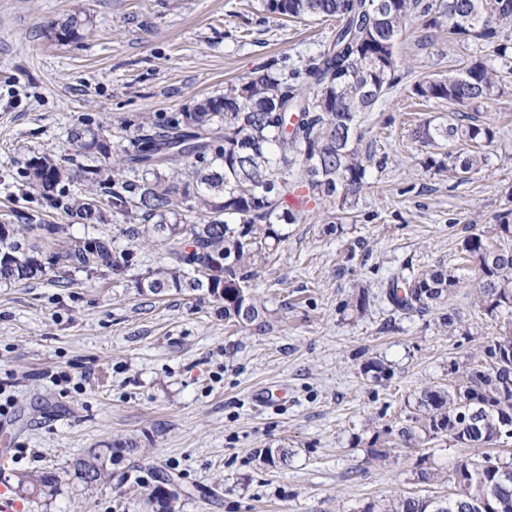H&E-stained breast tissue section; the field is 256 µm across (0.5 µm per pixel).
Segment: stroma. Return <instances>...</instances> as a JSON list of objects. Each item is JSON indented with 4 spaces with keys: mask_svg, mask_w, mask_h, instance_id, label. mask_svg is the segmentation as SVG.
<instances>
[{
    "mask_svg": "<svg viewBox=\"0 0 512 512\" xmlns=\"http://www.w3.org/2000/svg\"><path fill=\"white\" fill-rule=\"evenodd\" d=\"M74 13L85 28L58 38ZM330 31L269 18L261 0H0V215L17 222L43 207L19 172L31 155L68 153L66 128L178 111L271 58L298 63ZM419 36L412 22L398 40L405 86L477 52L443 33L422 47ZM447 111L394 92L366 114L361 131L386 162L370 168L341 236L324 234L326 207L314 200L289 225L257 279L273 312L266 332L228 328L202 293L157 298L102 271H70L64 288L0 284L6 477L58 480L27 512H138L155 472L189 488L177 512H360L389 494L447 497L451 483H418L417 470L452 474L474 449L395 448L375 461L365 431L370 419L393 425L421 387L451 385L449 364L497 331L451 334L435 314L395 312L386 297L394 272L453 265L466 226L512 209V92L483 106L501 134L465 181L426 172L411 137ZM362 287L371 302L356 317L343 305ZM373 357L392 366L390 379L363 373ZM130 439L138 451L126 450ZM107 447L106 478L86 491L73 463ZM270 448L289 449L288 460L267 464Z\"/></svg>",
    "mask_w": 512,
    "mask_h": 512,
    "instance_id": "obj_1",
    "label": "stroma"
}]
</instances>
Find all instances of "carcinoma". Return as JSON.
I'll return each instance as SVG.
<instances>
[{
  "label": "carcinoma",
  "instance_id": "cac0c4a2",
  "mask_svg": "<svg viewBox=\"0 0 512 512\" xmlns=\"http://www.w3.org/2000/svg\"><path fill=\"white\" fill-rule=\"evenodd\" d=\"M277 19L334 21L329 42L299 66L288 57L254 68L224 93L178 112L121 117L112 130L90 122L66 131L74 156L89 164L33 155L22 178L28 192L82 224L70 237L36 209L22 224L0 221V283L43 280L71 270H106L116 278L134 265L102 231L107 214L126 224L135 245L159 251L161 261L137 274L136 287L155 296L198 291L222 305L224 320L264 331L271 313L257 296L259 269L288 240L287 226L306 219L291 197L316 198L346 214L368 185L374 151L361 132L365 114L400 83L398 39L408 22L422 21L423 39L447 29L448 40L486 51L448 76L424 77L409 97L453 107L444 119L412 130L425 149L423 165L436 176L462 179L480 171L499 133L479 120V107L509 89L512 77V0H262ZM464 265L441 263L393 273L388 301L402 314H428L467 286L470 305L503 324L464 364L453 363L448 387L426 386L407 403L398 424L383 432L368 420L371 456L380 434L404 448L444 443L485 452L457 464L453 496L396 495L370 501L360 512H512V456L490 453L512 439V209L493 223L472 225L459 240ZM366 289L345 304L364 315ZM364 371L389 379L391 369L370 360ZM111 449L74 463V477L91 487L107 472ZM172 480L154 477L142 512H174L179 493L156 492ZM57 483L37 472L18 480L30 497Z\"/></svg>",
  "mask_w": 512,
  "mask_h": 512
}]
</instances>
